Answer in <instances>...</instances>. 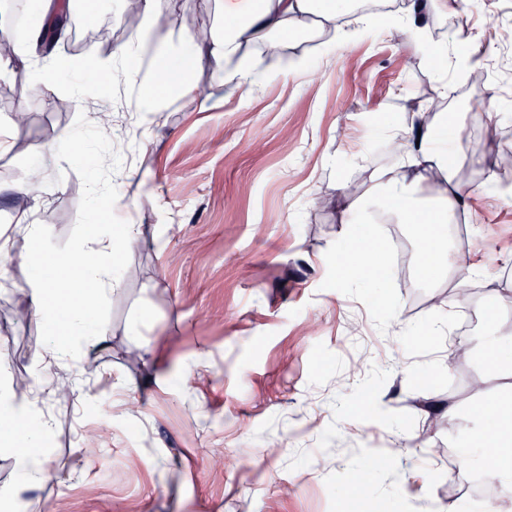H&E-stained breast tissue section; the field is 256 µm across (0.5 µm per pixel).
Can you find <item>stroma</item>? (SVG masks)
<instances>
[{
  "instance_id": "stroma-1",
  "label": "stroma",
  "mask_w": 512,
  "mask_h": 512,
  "mask_svg": "<svg viewBox=\"0 0 512 512\" xmlns=\"http://www.w3.org/2000/svg\"><path fill=\"white\" fill-rule=\"evenodd\" d=\"M447 2L430 28L445 47L469 33L495 93L455 64H428L384 10L344 54L327 35L273 36L276 52L249 55L262 82L248 93L228 91L217 68L192 72L193 91L156 92L148 48L137 74L102 89L84 65L112 52L89 42L90 27L109 14L113 44H137L145 20L127 23L126 0L69 8L74 32L51 54L85 84L83 98L0 78L21 90L17 101L0 97V131L15 110L29 117L0 152V231L29 210L57 250L77 252L95 181L112 187L106 221L141 231L119 248L121 287L93 309L105 339L88 363L41 361L43 323L18 317L30 241L14 237L11 259H0V354L13 378L41 365L33 404L53 421L48 477L35 488L19 487L0 453V502L19 512H421L428 497L447 512H480L479 473L456 453L488 373L486 314H512V197L474 198L465 245L448 240L480 266L463 304L454 271L426 273L414 224L371 225L386 286L353 281L356 257L336 252L340 212L314 205L378 204L383 173L404 159L392 131L410 128L430 94H442L458 129L461 183L488 184V156L512 152V0ZM201 13L223 29L220 0H171L154 42H178ZM299 55L308 72L293 79ZM151 92L153 113L142 107ZM65 131L82 160L42 156ZM116 136L128 151L109 162ZM35 172L41 193H10ZM489 282L497 300L485 296ZM187 370L200 375L194 385L179 381ZM63 378L75 384L67 399L54 390ZM380 448L395 454L352 495L353 470Z\"/></svg>"
}]
</instances>
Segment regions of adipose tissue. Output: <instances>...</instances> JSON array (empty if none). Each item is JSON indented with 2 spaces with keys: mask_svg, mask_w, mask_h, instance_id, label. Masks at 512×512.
I'll return each mask as SVG.
<instances>
[{
  "mask_svg": "<svg viewBox=\"0 0 512 512\" xmlns=\"http://www.w3.org/2000/svg\"><path fill=\"white\" fill-rule=\"evenodd\" d=\"M353 9L352 0H224L226 24L221 33L209 40L199 41L186 36L175 44L160 43L155 48V64L168 74L169 84L183 91L192 88L188 80L190 71L214 65L224 70V78L232 90L252 89L256 75L247 63L249 47L272 34H288L317 22L320 28L334 29L336 46L345 49L357 33L345 29L342 18ZM37 44L22 45L15 54L19 66L4 70L1 75L12 80H25L38 90L61 88L65 68L52 57L38 58ZM406 162L404 169L389 174L383 182L384 198L389 209L396 212L400 223L409 224L413 214L427 209L433 216L424 235L428 244L430 264L440 267L452 264L456 273L463 277L475 275L476 267L464 256L447 255L449 224L455 223L456 207L470 203L471 188L456 180L455 164L462 156L458 134L444 131L438 116L418 114L412 130L404 142ZM434 180L438 197L425 202L416 195V188L424 180ZM342 227L339 231L338 251L357 250L364 246L362 233L365 224L371 223L372 215L361 201L341 200ZM25 231L34 243L27 261L31 276L26 296L35 315L44 319L50 327H63L66 340L51 336L46 350L47 358L56 360L65 355L69 345L78 341L85 348L100 343L103 331L88 313L86 300L91 296H105L118 288L121 282L120 264L114 255L117 238L133 240L139 231L135 225L123 224L100 231L91 225L83 244L86 255L80 276L69 274L71 255L58 254L51 248L41 225H26ZM67 280L71 297L78 303L73 307H58L56 283ZM485 351L490 359L491 375L502 384L512 383V329L505 323L493 325L485 340ZM26 418L22 441L23 450H17L16 467L22 483L34 484L43 479L45 470L38 454L42 440L50 431V423L34 414L26 396L0 387V447L15 448L13 423ZM475 421L481 433L491 432L497 438V453L493 458L501 485L512 487V411L502 409L493 416L476 415Z\"/></svg>",
  "mask_w": 512,
  "mask_h": 512,
  "instance_id": "adipose-tissue-1",
  "label": "adipose tissue"
}]
</instances>
